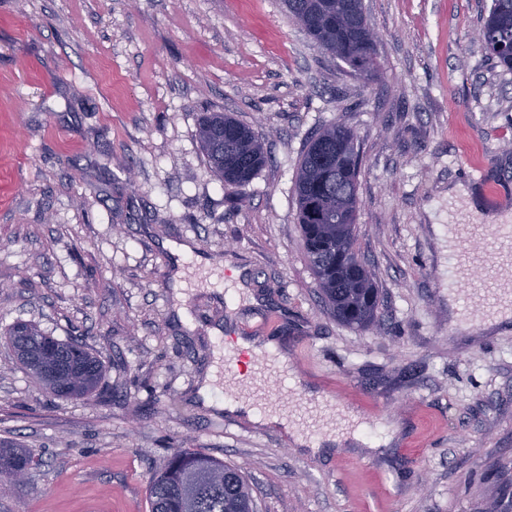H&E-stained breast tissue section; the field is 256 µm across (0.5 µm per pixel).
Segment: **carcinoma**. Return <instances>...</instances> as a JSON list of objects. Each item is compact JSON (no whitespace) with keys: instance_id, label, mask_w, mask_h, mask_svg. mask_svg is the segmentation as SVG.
I'll list each match as a JSON object with an SVG mask.
<instances>
[{"instance_id":"cac0c4a2","label":"carcinoma","mask_w":512,"mask_h":512,"mask_svg":"<svg viewBox=\"0 0 512 512\" xmlns=\"http://www.w3.org/2000/svg\"><path fill=\"white\" fill-rule=\"evenodd\" d=\"M288 16L324 54L371 79L379 74L377 44L368 35L361 0H285ZM496 66L512 72V0H492L481 28ZM197 137L210 171L241 200L266 165L258 134L222 112H203ZM360 147L354 131L334 125L307 145L296 178L297 220L313 274L336 320L370 331L378 323L379 289L356 250ZM22 369L59 398L97 391L107 367L78 339L59 340L30 322L5 334ZM37 464L18 442L0 439V498ZM253 496L241 469L192 450L174 452L150 480L149 512H238Z\"/></svg>"}]
</instances>
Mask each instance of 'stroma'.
<instances>
[{
	"label": "stroma",
	"mask_w": 512,
	"mask_h": 512,
	"mask_svg": "<svg viewBox=\"0 0 512 512\" xmlns=\"http://www.w3.org/2000/svg\"><path fill=\"white\" fill-rule=\"evenodd\" d=\"M364 4L370 80L283 0H0V335L30 321L107 366L99 394L55 398L0 338V438L41 461L0 512H148L152 473L181 448L240 467L257 512H512V324L448 322L447 225L469 221L449 189L512 213V73L476 37L491 0ZM213 111L264 139L241 205L196 137ZM334 123L361 144L371 332L327 311L296 220L302 153ZM167 240L195 254L179 303ZM240 338L275 340L379 450L312 454L220 410L218 383L205 405Z\"/></svg>",
	"instance_id": "stroma-1"
}]
</instances>
